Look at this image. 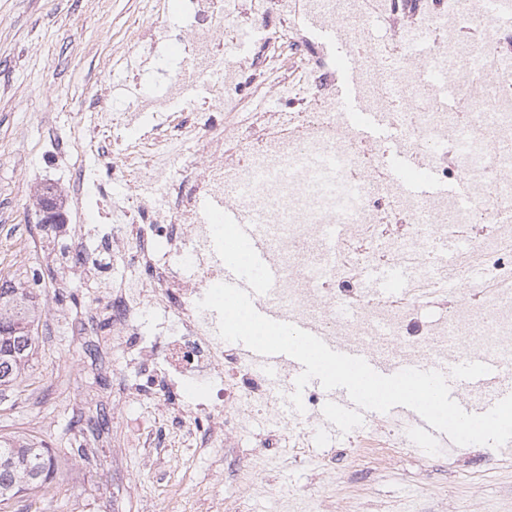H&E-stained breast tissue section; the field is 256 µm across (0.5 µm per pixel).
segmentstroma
Listing matches in <instances>:
<instances>
[{
    "label": "stroma",
    "mask_w": 512,
    "mask_h": 512,
    "mask_svg": "<svg viewBox=\"0 0 512 512\" xmlns=\"http://www.w3.org/2000/svg\"><path fill=\"white\" fill-rule=\"evenodd\" d=\"M146 17L145 0H0V277L25 281L16 245L50 241L58 257L41 269L39 307H65L76 315L102 300L94 285L65 278L67 249L74 225L98 229L114 223L102 201L120 200L128 188L101 165L97 152L84 150L78 123L101 97L121 111L134 78L148 90L164 81L173 45L160 44L146 58L127 48L131 23ZM83 169L92 179L79 205L60 204L62 223H43L41 190L66 194ZM130 360L116 349L92 365L88 344L43 319L30 368L14 389L0 393V434L42 422L40 438L58 459L53 485L66 493L92 485L82 512H98L105 496L112 498L115 512H155L165 487L180 475L178 461L152 466L136 448L113 455V442L122 439L119 424L107 421L96 428L98 447H79L75 439L87 413L80 394L92 391L113 401L134 374ZM439 461L403 441L394 465L369 473L366 491L397 512H420L427 500L450 502L452 512L512 507V467L478 483L466 463L444 471ZM133 482L138 492L130 497L126 488ZM283 490L289 493L288 512H319L328 492L318 486L313 463L287 467L276 490L256 493L253 512H277Z\"/></svg>",
    "instance_id": "35a3bbf8"
}]
</instances>
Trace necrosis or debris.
<instances>
[{"mask_svg": "<svg viewBox=\"0 0 512 512\" xmlns=\"http://www.w3.org/2000/svg\"><path fill=\"white\" fill-rule=\"evenodd\" d=\"M512 0H184L190 36L168 69L162 93L133 88L125 108L83 114L90 138L153 112L165 132L131 140L114 136L112 173L134 193L126 223L106 238L133 269V279L109 285L106 304L83 315L54 308L76 335L96 339L101 318L108 341L131 354L137 378L124 401L149 399L155 425L133 440L159 456L169 440L209 452L223 467L237 433L253 419L268 425L252 449L237 457L254 485L275 484L260 466L263 452L290 449V462L313 453L318 396L300 428L283 416L265 378L222 340L197 303L219 281L217 227L199 197L262 212L269 247L282 270L271 298L283 314L324 324L328 336L365 343L382 356L436 359L445 346L495 353L512 370V226L498 215L512 207V30L499 10ZM314 17L349 44L371 111L385 113L416 161L443 178L470 186L468 204L404 196L383 171L386 156L337 118L336 61L298 24ZM257 29L252 53L228 59L222 43L242 28ZM477 48L460 57L463 31ZM209 100L196 121L184 122L173 103L199 80ZM452 82L463 108L441 106ZM190 144L182 181L169 174L172 142ZM459 235L463 249L444 266L436 244ZM407 263L418 286L403 299L361 288L366 265ZM430 289L442 320L420 316L419 289ZM174 321L169 335L149 336L146 312ZM401 431L380 425L348 448L322 455L321 478L362 482L364 462L391 463ZM166 512H249L246 497H226L198 484L192 494L171 490Z\"/></svg>", "mask_w": 512, "mask_h": 512, "instance_id": "necrosis-or-debris-1", "label": "necrosis or debris"}]
</instances>
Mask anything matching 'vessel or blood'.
<instances>
[{
  "label": "vessel or blood",
  "mask_w": 512,
  "mask_h": 512,
  "mask_svg": "<svg viewBox=\"0 0 512 512\" xmlns=\"http://www.w3.org/2000/svg\"><path fill=\"white\" fill-rule=\"evenodd\" d=\"M339 103V117L343 124L355 129L364 140L386 143L387 176L405 196L426 199L450 193L457 199H465V183L442 186L433 169L415 165L402 146L399 132L388 123L385 115L361 111L355 96L345 89L339 92ZM202 207L219 226L224 282L247 290L260 314L275 321L281 320V313L270 300L280 279V269L269 255L266 228L260 214L214 200L203 201ZM411 279L412 274L407 270L373 268L362 271L360 285L380 294L393 295L409 287ZM304 329L317 337L326 338L323 327L317 323H307ZM326 340L331 349L365 358L374 370L384 375L396 373L411 365L410 360L404 358L388 360L371 355L359 344L337 338ZM246 356L259 373L278 382L282 397L290 396L294 390L292 380L302 371L297 360L284 354L262 356L251 350L247 351ZM284 369L289 372L290 382L281 380L280 372ZM436 369L446 375L452 398L471 413L486 412L500 399L512 394V378L503 375L499 359L488 352H448L442 355ZM392 413L408 419L413 429L415 446L437 444L444 449L451 447V440L432 428L415 411L397 406ZM375 417V412L356 407L344 389L337 388L324 394L321 425L325 433L355 430Z\"/></svg>",
  "instance_id": "obj_1"
}]
</instances>
